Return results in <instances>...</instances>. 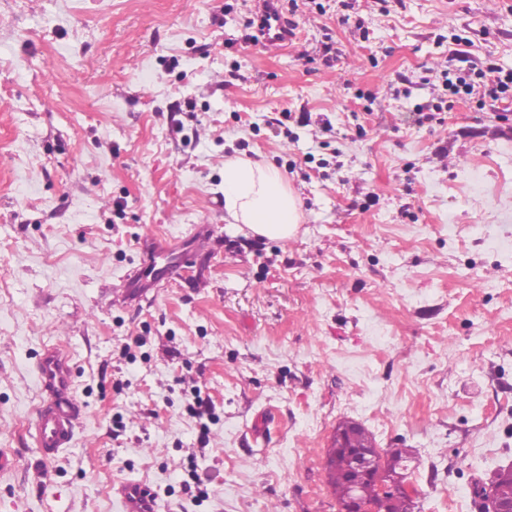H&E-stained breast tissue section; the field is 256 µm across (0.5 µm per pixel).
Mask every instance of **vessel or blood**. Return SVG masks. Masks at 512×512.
I'll use <instances>...</instances> for the list:
<instances>
[{"label":"vessel or blood","mask_w":512,"mask_h":512,"mask_svg":"<svg viewBox=\"0 0 512 512\" xmlns=\"http://www.w3.org/2000/svg\"><path fill=\"white\" fill-rule=\"evenodd\" d=\"M193 252L157 251L163 259V268L148 263L134 267L126 274L121 286L123 297H130L137 289L154 285L159 275H172L188 266L194 252L207 250L211 245L209 233L191 227L187 232ZM37 379L43 393L31 427V437L42 462L53 460L60 448L72 441L85 408L74 393V373L59 348L44 349L36 364ZM123 512H158L159 506L150 484L142 480H127L114 489Z\"/></svg>","instance_id":"vessel-or-blood-1"}]
</instances>
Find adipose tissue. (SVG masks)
I'll list each match as a JSON object with an SVG mask.
<instances>
[{
  "label": "adipose tissue",
  "mask_w": 512,
  "mask_h": 512,
  "mask_svg": "<svg viewBox=\"0 0 512 512\" xmlns=\"http://www.w3.org/2000/svg\"><path fill=\"white\" fill-rule=\"evenodd\" d=\"M300 203L272 162L233 156L224 161V220L237 232L271 240L295 237Z\"/></svg>",
  "instance_id": "adipose-tissue-1"
}]
</instances>
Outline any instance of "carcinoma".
<instances>
[{
	"label": "carcinoma",
	"mask_w": 512,
	"mask_h": 512,
	"mask_svg": "<svg viewBox=\"0 0 512 512\" xmlns=\"http://www.w3.org/2000/svg\"><path fill=\"white\" fill-rule=\"evenodd\" d=\"M382 457L380 475L366 479L353 474L345 451L334 447L328 449L325 463L327 483L338 505H345L352 494L366 505L379 501L384 495L389 512H414L415 502L403 489L408 475L396 468V463L408 458V452L404 448H387L382 451ZM473 494L479 499L489 494L501 502H512V475L500 469L485 479H479L474 482Z\"/></svg>",
	"instance_id": "cac0c4a2"
}]
</instances>
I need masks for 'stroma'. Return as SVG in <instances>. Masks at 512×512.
<instances>
[{"label": "stroma", "mask_w": 512, "mask_h": 512, "mask_svg": "<svg viewBox=\"0 0 512 512\" xmlns=\"http://www.w3.org/2000/svg\"><path fill=\"white\" fill-rule=\"evenodd\" d=\"M252 8L0 0V512H120L113 483L141 478L160 512H338L343 421L410 449L418 512H481L475 478L512 465V130L473 102L415 122L446 94L437 35L472 26L512 69V0H359L365 40L340 0H297L277 46L247 41ZM234 155L300 194L295 238L225 224ZM194 224L209 252L152 304L115 301ZM54 344L85 416L44 464Z\"/></svg>", "instance_id": "obj_1"}]
</instances>
